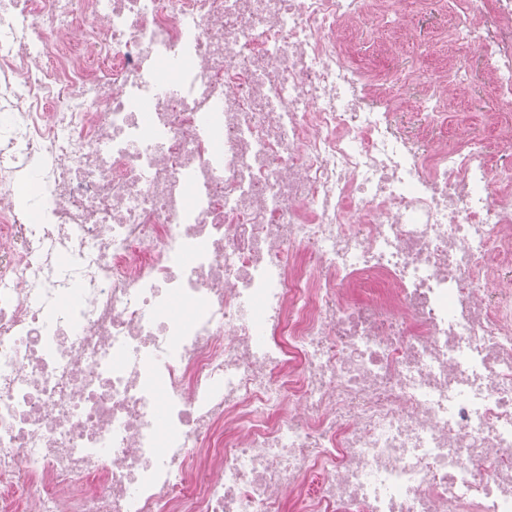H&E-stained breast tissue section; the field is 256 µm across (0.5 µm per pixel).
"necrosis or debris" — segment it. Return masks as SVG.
<instances>
[{
  "instance_id": "obj_1",
  "label": "necrosis or debris",
  "mask_w": 512,
  "mask_h": 512,
  "mask_svg": "<svg viewBox=\"0 0 512 512\" xmlns=\"http://www.w3.org/2000/svg\"><path fill=\"white\" fill-rule=\"evenodd\" d=\"M416 30L0 0V512H512V0ZM441 45L426 30H419L416 38L402 51V55L395 62L386 61L388 68L412 69L416 74L425 78L431 74L435 60L441 54ZM483 76L481 66L469 70L465 83L471 85L472 90L470 95H472L473 98L472 102L466 99L467 107L463 106V112L460 113H466L469 132L493 146L497 140L494 137V131L487 122V115L491 112L503 109L505 106L495 100L487 98L480 99L477 96L476 93L481 87Z\"/></svg>"
}]
</instances>
